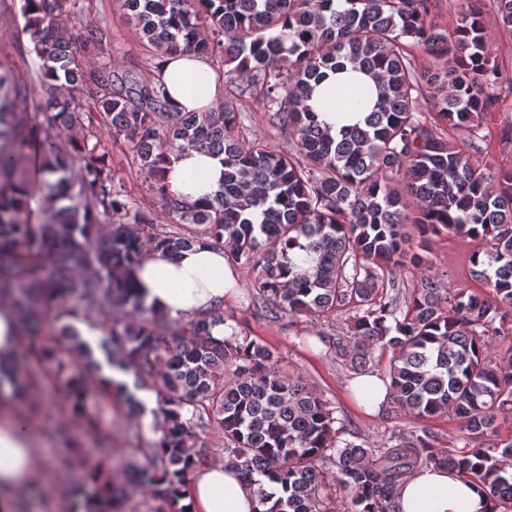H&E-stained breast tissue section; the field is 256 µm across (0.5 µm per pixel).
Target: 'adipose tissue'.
<instances>
[{"instance_id":"1","label":"adipose tissue","mask_w":512,"mask_h":512,"mask_svg":"<svg viewBox=\"0 0 512 512\" xmlns=\"http://www.w3.org/2000/svg\"><path fill=\"white\" fill-rule=\"evenodd\" d=\"M156 79L164 83L171 105L181 112H205L222 102L224 89L210 62L192 53L162 52ZM376 99L375 85L351 70L328 74L310 102L318 120L332 129L363 119ZM165 181L177 196L208 199L220 187L224 167L201 150L173 148ZM239 278L223 250L200 243L171 256L149 253L135 273L147 305L173 321L206 312L231 297ZM29 426L9 404L0 405V512H14L17 495L30 476L45 468L33 448ZM192 512H255L256 497L228 463H214L197 472L189 492ZM397 501L401 512H490L482 487L441 467L412 471L402 480Z\"/></svg>"}]
</instances>
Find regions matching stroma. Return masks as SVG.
<instances>
[{
	"instance_id": "1",
	"label": "stroma",
	"mask_w": 512,
	"mask_h": 512,
	"mask_svg": "<svg viewBox=\"0 0 512 512\" xmlns=\"http://www.w3.org/2000/svg\"><path fill=\"white\" fill-rule=\"evenodd\" d=\"M20 6V0H0V51L6 55L19 83L36 88L43 79V66L28 37L22 33L24 19ZM85 7L90 16L106 28L111 45L121 49L120 54L112 59L113 69L153 75L155 51L125 23L118 0H85ZM234 103L245 117L244 139L258 138L274 148L290 147L288 135L269 126L267 116L256 99L247 95L235 98ZM510 123L512 97L506 98L498 111L485 118V129L494 136L489 159L500 170H512V141L497 137L500 129ZM470 251V246L462 240L445 236L434 238L425 269L410 268L402 271L401 276L409 286L424 271L444 282L468 283ZM249 285L248 273H241L236 296L224 303L225 315L233 317L252 336L274 348L289 372L330 399L338 416L344 417L352 429L377 442L392 429L411 428L412 420L406 414L393 413L385 418L378 413H365L357 406L349 390V381L329 356L326 347L317 337L311 336L308 324H298L296 333L292 334L279 324L253 317L247 309ZM16 360L26 389L13 397V408L28 422L36 451L47 461L41 481L31 494L21 497L17 512H69L68 489L87 468V449L93 448L100 435H107L113 448L110 473L117 479H124L127 457L135 444L133 431L141 429L144 438H152V418L147 415L137 419L128 415L120 396H113L108 404L93 397L89 400V409L97 424L87 426L84 420L71 416L67 411L64 379L49 377L29 347H21Z\"/></svg>"
}]
</instances>
